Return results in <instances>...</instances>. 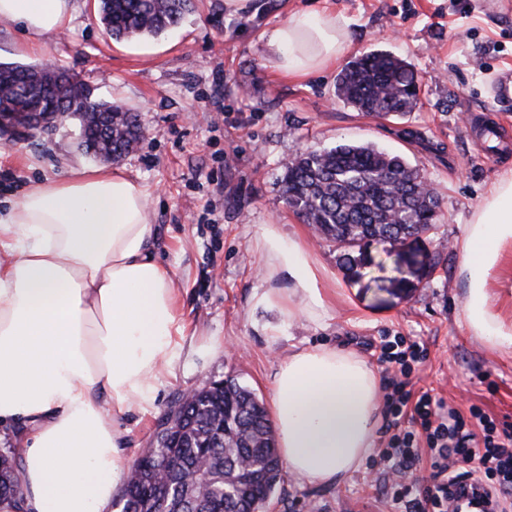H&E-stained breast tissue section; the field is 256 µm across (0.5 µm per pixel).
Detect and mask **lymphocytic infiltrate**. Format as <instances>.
<instances>
[{"mask_svg":"<svg viewBox=\"0 0 512 512\" xmlns=\"http://www.w3.org/2000/svg\"><path fill=\"white\" fill-rule=\"evenodd\" d=\"M424 356L423 344L402 338L386 342L379 356L400 372L383 385L392 435L380 461L391 512H512V426L474 405L463 412L429 393L413 395L406 377ZM425 457L426 479L416 475Z\"/></svg>","mask_w":512,"mask_h":512,"instance_id":"lymphocytic-infiltrate-1","label":"lymphocytic infiltrate"}]
</instances>
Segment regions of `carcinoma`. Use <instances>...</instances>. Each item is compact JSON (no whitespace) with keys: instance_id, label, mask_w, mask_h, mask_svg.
<instances>
[{"instance_id":"1","label":"carcinoma","mask_w":512,"mask_h":512,"mask_svg":"<svg viewBox=\"0 0 512 512\" xmlns=\"http://www.w3.org/2000/svg\"><path fill=\"white\" fill-rule=\"evenodd\" d=\"M191 0H100V20L116 40L157 36L180 22ZM36 65L0 63V112H24L32 104L78 118L79 146L98 157L107 146L119 158L136 148L139 115L112 102L81 97L32 76ZM336 97L358 111L382 117L404 115L419 99L411 66L386 51L362 55L339 73ZM282 195L319 236L336 243L345 269L357 265L355 249L367 241L404 247L407 240L436 230L439 193L398 155L368 144L309 150L289 160ZM145 457L131 468L114 505L119 512H151L159 487L168 495L161 512H262L283 480L276 433L254 392L227 378L220 386L179 397L161 416ZM14 448H0V512H26Z\"/></svg>"}]
</instances>
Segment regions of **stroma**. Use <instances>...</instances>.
Listing matches in <instances>:
<instances>
[{"label": "stroma", "instance_id": "obj_1", "mask_svg": "<svg viewBox=\"0 0 512 512\" xmlns=\"http://www.w3.org/2000/svg\"><path fill=\"white\" fill-rule=\"evenodd\" d=\"M300 10L334 13L350 33V57L386 50L405 59L420 85L416 108L401 118L357 112L334 94L335 67L278 76L262 34ZM24 40L20 24L0 20V62L66 67L95 97L139 114L143 140L117 167L152 194L153 228L176 272L188 334L224 344L169 377L151 413L124 422L130 460L148 448L171 402L205 382L230 376L270 401L279 360L300 343L349 348L373 364L381 341H423L427 356L410 375L415 389L512 425V351L490 349L468 329L455 248L490 185L512 175V103L493 93L495 78L512 72V8L486 0H253L250 12L231 15L224 0H193L161 35L115 40L99 22L97 0H73L66 29L45 37L43 51L23 52ZM491 123L493 165L480 146ZM77 135L70 120L39 145L0 147V206L32 182L95 165L77 149ZM344 143L400 154L439 190L438 230L409 244L417 263L405 273L394 271L390 245L374 241L357 266L342 268L335 246L283 200L287 160ZM268 224L300 234L335 277L328 325L299 320L282 337L266 336L265 325L281 318L255 307L252 294L261 284L253 240ZM389 436L379 423L375 452L342 484L301 487L284 476L264 512H387L376 471Z\"/></svg>", "mask_w": 512, "mask_h": 512}]
</instances>
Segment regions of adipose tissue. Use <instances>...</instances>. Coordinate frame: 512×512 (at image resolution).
<instances>
[{
  "label": "adipose tissue",
  "instance_id": "obj_1",
  "mask_svg": "<svg viewBox=\"0 0 512 512\" xmlns=\"http://www.w3.org/2000/svg\"><path fill=\"white\" fill-rule=\"evenodd\" d=\"M71 0H0L24 49L70 20ZM281 76L324 71L349 46L335 15L295 11L263 34ZM152 198L138 180L82 167L31 183L0 212V431L16 433L27 512H111L130 468L122 421L154 409L164 376L221 347L185 346L173 267L152 253ZM512 246V177L499 179L461 242L465 319L491 346L512 348V323L487 283ZM264 285L255 306L325 324L333 317L326 268L303 239L268 226L255 240ZM287 287H280V280ZM379 377L359 354L297 345L273 376L277 445L298 482L335 486L374 444Z\"/></svg>",
  "mask_w": 512,
  "mask_h": 512
}]
</instances>
